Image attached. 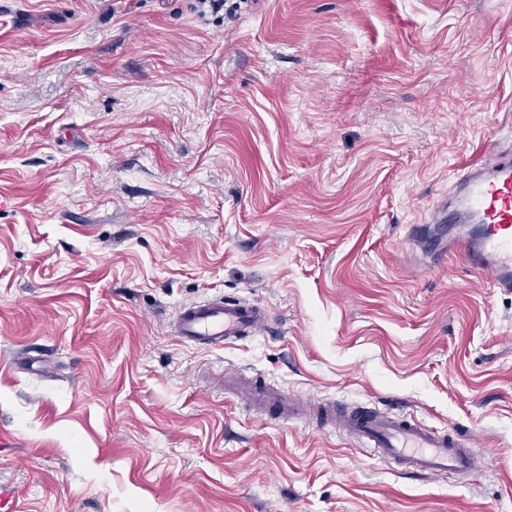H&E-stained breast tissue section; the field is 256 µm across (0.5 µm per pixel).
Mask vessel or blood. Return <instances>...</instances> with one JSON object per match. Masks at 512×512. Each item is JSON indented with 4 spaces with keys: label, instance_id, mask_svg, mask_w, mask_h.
<instances>
[{
    "label": "vessel or blood",
    "instance_id": "vessel-or-blood-1",
    "mask_svg": "<svg viewBox=\"0 0 512 512\" xmlns=\"http://www.w3.org/2000/svg\"><path fill=\"white\" fill-rule=\"evenodd\" d=\"M458 207L439 212L437 223L467 225L441 244L493 287L512 290V159L500 157L467 171L456 184ZM268 315L241 298L214 296L186 305L174 332L186 344L221 348L260 335ZM226 390L255 410L281 421H308L353 438L377 458L428 476L460 475L478 468L481 454L471 436L441 430L414 417L356 407L341 401H299L244 373L224 375Z\"/></svg>",
    "mask_w": 512,
    "mask_h": 512
}]
</instances>
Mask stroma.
I'll return each mask as SVG.
<instances>
[{
  "label": "stroma",
  "instance_id": "obj_1",
  "mask_svg": "<svg viewBox=\"0 0 512 512\" xmlns=\"http://www.w3.org/2000/svg\"><path fill=\"white\" fill-rule=\"evenodd\" d=\"M512 152V0H0L13 512H512V291L412 226ZM222 294L269 330L171 332ZM474 437L426 477L224 372Z\"/></svg>",
  "mask_w": 512,
  "mask_h": 512
}]
</instances>
